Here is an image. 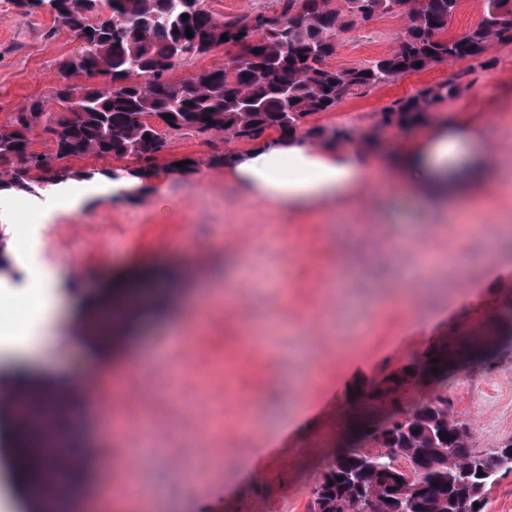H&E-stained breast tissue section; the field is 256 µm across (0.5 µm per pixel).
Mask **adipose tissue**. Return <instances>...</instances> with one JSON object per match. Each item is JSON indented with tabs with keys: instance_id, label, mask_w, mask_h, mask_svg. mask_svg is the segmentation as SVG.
Returning a JSON list of instances; mask_svg holds the SVG:
<instances>
[{
	"instance_id": "adipose-tissue-1",
	"label": "adipose tissue",
	"mask_w": 512,
	"mask_h": 512,
	"mask_svg": "<svg viewBox=\"0 0 512 512\" xmlns=\"http://www.w3.org/2000/svg\"><path fill=\"white\" fill-rule=\"evenodd\" d=\"M481 142L479 132L466 123L440 121L432 125L399 152L410 190L431 198L453 194L457 178L448 168L449 160L480 167L482 155L471 154L468 147ZM371 167L370 158L357 150L318 149L301 135L265 141L245 154L228 157L224 163L229 179L245 198L299 212L322 213L332 212L336 205L356 195ZM22 303L26 319L7 329L0 340V349L8 350L14 360L10 378L15 391L36 384L33 362L40 342L52 337L61 301L52 281L42 278Z\"/></svg>"
}]
</instances>
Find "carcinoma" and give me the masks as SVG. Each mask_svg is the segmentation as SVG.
Masks as SVG:
<instances>
[{
	"label": "carcinoma",
	"mask_w": 512,
	"mask_h": 512,
	"mask_svg": "<svg viewBox=\"0 0 512 512\" xmlns=\"http://www.w3.org/2000/svg\"><path fill=\"white\" fill-rule=\"evenodd\" d=\"M398 2L276 0L271 14L224 21L203 0H112L110 15L98 9V0H11L26 15L44 12L57 25H79L93 47V65L73 59L62 69L89 77L103 74L111 84L57 88L55 100L77 98L79 111L73 117L49 112L43 100L32 98L26 111L0 122V191L35 194L44 185L98 173L110 180L140 181L151 174L175 134L218 133L249 144L272 130L346 138L343 128L307 129V119L335 109L349 94L432 64L483 55L494 43H512V0H482L481 22L461 38L448 37L459 0H405L409 7L403 12L395 9ZM400 13L407 23L392 52L359 67L328 64L339 33L376 14ZM220 46L225 48L223 66L177 82L167 78L176 66ZM457 89L449 80L398 99L380 112L379 126L414 127ZM36 129L50 136V151L31 150ZM84 155L132 164L102 172L66 165ZM148 306L144 292L126 294L124 312ZM434 368L447 372V349L424 351L403 372L370 390L372 400L392 404V411L358 423L352 446L335 453L316 483L310 512H363L370 495V512H485L486 491L500 473L512 472V457L498 461L469 448L467 429L451 419L442 390L406 408L397 402L408 383L435 377ZM12 425L25 443L11 460L12 477L37 501L50 504L66 496L68 486L59 484L51 458L70 444L53 425L29 414L13 415Z\"/></svg>",
	"instance_id": "carcinoma-1"
}]
</instances>
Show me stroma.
<instances>
[{"mask_svg":"<svg viewBox=\"0 0 512 512\" xmlns=\"http://www.w3.org/2000/svg\"><path fill=\"white\" fill-rule=\"evenodd\" d=\"M401 17L357 23L337 38L333 65L359 66L391 52ZM75 31L50 15H24L0 0V122L31 98L52 100L76 56ZM484 59L443 62L395 83L347 96L308 126L342 127L372 158L411 142L419 128L377 129L382 109L420 88L464 74L460 94L429 114L480 129L488 173L479 206L439 210L383 179L347 202V218L279 209L244 198L215 155L243 154L250 144L173 136L142 183L119 202L104 172L111 158L70 159L64 194L0 193V227L28 254L17 286L40 277L90 297L129 284L168 291L119 343L92 348L60 339L40 366L53 369L69 432L87 461L71 512H117L120 488L156 499L154 512H309L312 490L354 421L389 407L366 391L435 344L471 340L512 305V44ZM194 158L188 173L173 160ZM436 266L416 276L418 253ZM229 289L231 303L199 311L191 296L199 277ZM202 342L180 348L168 364L174 385L156 381L142 397L139 368L159 338ZM493 353L449 372L450 413L467 427L468 444L489 454L512 442V328L493 338ZM309 399L305 416L300 400ZM149 420L153 435L131 437ZM124 430H117L116 421ZM148 456L134 471L131 459Z\"/></svg>","mask_w":512,"mask_h":512,"instance_id":"obj_1","label":"stroma"}]
</instances>
